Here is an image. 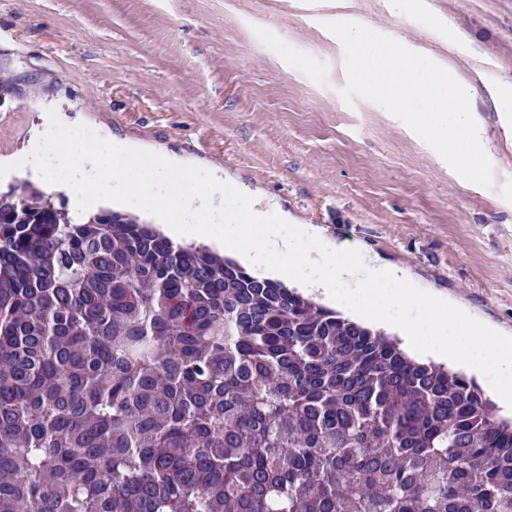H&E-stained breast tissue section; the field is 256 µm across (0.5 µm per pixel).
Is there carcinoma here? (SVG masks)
I'll return each mask as SVG.
<instances>
[{
    "label": "carcinoma",
    "instance_id": "cac0c4a2",
    "mask_svg": "<svg viewBox=\"0 0 512 512\" xmlns=\"http://www.w3.org/2000/svg\"><path fill=\"white\" fill-rule=\"evenodd\" d=\"M0 512H512L460 372L206 246L0 192Z\"/></svg>",
    "mask_w": 512,
    "mask_h": 512
}]
</instances>
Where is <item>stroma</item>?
Listing matches in <instances>:
<instances>
[{
    "instance_id": "obj_1",
    "label": "stroma",
    "mask_w": 512,
    "mask_h": 512,
    "mask_svg": "<svg viewBox=\"0 0 512 512\" xmlns=\"http://www.w3.org/2000/svg\"><path fill=\"white\" fill-rule=\"evenodd\" d=\"M356 22L473 88L491 187L400 119L345 103ZM512 0H0V154L51 105L99 134L219 169L365 260L512 335Z\"/></svg>"
}]
</instances>
